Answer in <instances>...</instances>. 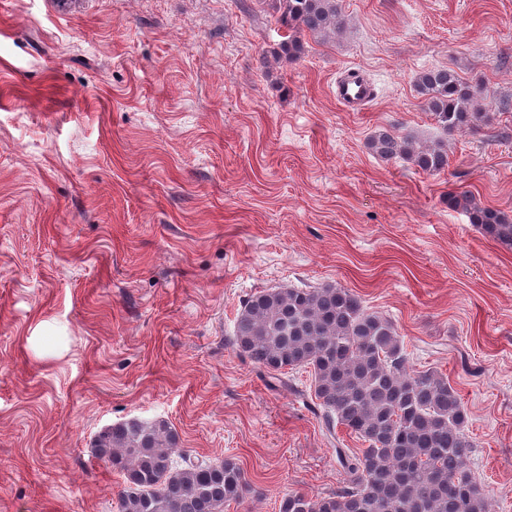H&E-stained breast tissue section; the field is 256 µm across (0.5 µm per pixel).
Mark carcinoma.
Wrapping results in <instances>:
<instances>
[{"mask_svg":"<svg viewBox=\"0 0 512 512\" xmlns=\"http://www.w3.org/2000/svg\"><path fill=\"white\" fill-rule=\"evenodd\" d=\"M290 34L288 59L302 52L298 33L328 34L342 25L336 0H279ZM435 122L447 132L476 130L489 120L478 97L454 72L436 69L416 81ZM384 159L404 157L426 173L448 166L442 140L418 144L395 130L370 142ZM482 234L512 248V219L469 196L453 198ZM233 343L279 380L307 369L326 426L343 425L367 444L355 454L337 449L345 483L324 496L282 497L279 512H489L488 497L469 468L477 443L466 433L468 413L448 377L411 372L393 322L364 308L349 288H269L251 294L237 315ZM177 431L165 420H132L101 430L95 458L124 477L118 512H224L251 490L242 468L174 459Z\"/></svg>","mask_w":512,"mask_h":512,"instance_id":"obj_1","label":"carcinoma"}]
</instances>
